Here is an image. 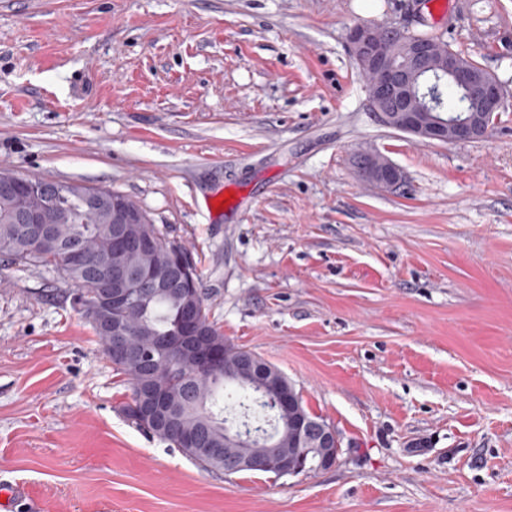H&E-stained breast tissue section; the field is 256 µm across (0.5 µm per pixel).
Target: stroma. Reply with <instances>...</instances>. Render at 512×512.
<instances>
[{
  "instance_id": "obj_1",
  "label": "stroma",
  "mask_w": 512,
  "mask_h": 512,
  "mask_svg": "<svg viewBox=\"0 0 512 512\" xmlns=\"http://www.w3.org/2000/svg\"><path fill=\"white\" fill-rule=\"evenodd\" d=\"M408 2L0 0V170L137 203L341 441L327 471L197 468L126 422L73 288L0 264L7 512H512V108L471 142L378 121L347 32ZM435 28L512 93V0ZM361 175L381 188H395L401 182V173L387 158L368 154L359 161Z\"/></svg>"
}]
</instances>
